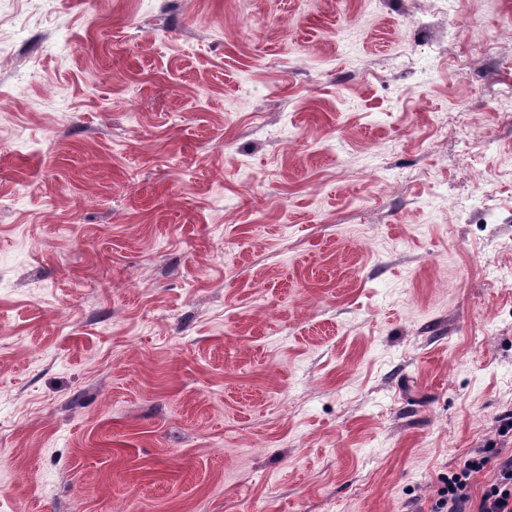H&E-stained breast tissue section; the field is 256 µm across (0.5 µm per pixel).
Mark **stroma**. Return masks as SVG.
Masks as SVG:
<instances>
[{
	"label": "stroma",
	"instance_id": "obj_1",
	"mask_svg": "<svg viewBox=\"0 0 512 512\" xmlns=\"http://www.w3.org/2000/svg\"><path fill=\"white\" fill-rule=\"evenodd\" d=\"M0 39V512H430L512 448V0Z\"/></svg>",
	"mask_w": 512,
	"mask_h": 512
}]
</instances>
